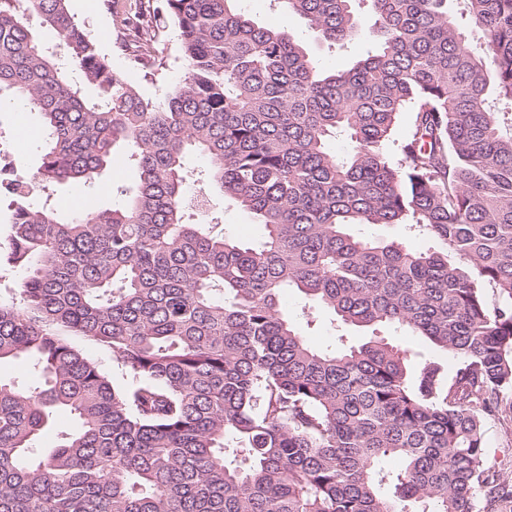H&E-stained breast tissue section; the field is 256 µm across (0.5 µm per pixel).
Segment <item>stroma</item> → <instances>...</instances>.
<instances>
[{
	"label": "stroma",
	"instance_id": "obj_1",
	"mask_svg": "<svg viewBox=\"0 0 512 512\" xmlns=\"http://www.w3.org/2000/svg\"><path fill=\"white\" fill-rule=\"evenodd\" d=\"M238 8L260 23L277 26L287 24L289 30L302 34L311 53L330 69L348 68L354 61L367 54L374 47L372 37L361 33L342 47L327 48L317 36L308 31L302 18L296 15L285 16L277 0H237ZM68 7L85 32L99 42V48L112 66L124 72L127 79L150 97L162 96L186 74L182 63L180 43L175 29H167L159 38V50L166 68L160 79L145 77L140 66L135 63L131 52L125 50L118 39L115 25L107 9L106 0H68ZM20 107L4 104L0 107V136L11 141L14 160L19 175L32 177L40 164L43 130L38 113L26 112L23 121H16L15 114ZM137 182L135 167L122 163L121 167L106 170L101 178L90 185L74 189L47 187L35 190L34 204L51 202L67 214H80L102 207H118L125 198L117 193V186L133 188ZM222 219L219 224L225 235L239 241L260 244L264 229L252 223L249 216L232 200H225L221 206ZM284 307L299 320L302 336L311 344L325 347L336 344V324L331 315L317 303L297 291H289ZM486 442V466L493 467L512 477V428L501 422L489 419L483 426Z\"/></svg>",
	"mask_w": 512,
	"mask_h": 512
}]
</instances>
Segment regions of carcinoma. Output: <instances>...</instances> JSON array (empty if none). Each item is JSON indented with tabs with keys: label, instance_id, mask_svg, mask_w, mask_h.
I'll list each match as a JSON object with an SVG mask.
<instances>
[{
	"label": "carcinoma",
	"instance_id": "1",
	"mask_svg": "<svg viewBox=\"0 0 512 512\" xmlns=\"http://www.w3.org/2000/svg\"><path fill=\"white\" fill-rule=\"evenodd\" d=\"M67 2L0 0V101L42 118L35 184L93 183L122 156L139 179L85 214L12 199L0 270L22 277L0 299V362L29 358L42 382H0V512H506L483 423L512 422V127L494 106L512 109V0H466L478 48L448 0H369L378 50L340 71L235 0H162L137 12L136 63L162 75L154 34L172 25L187 73L154 99ZM353 2L282 0L331 43L362 30ZM190 154L209 166L207 224L186 221ZM224 197L260 245L215 231ZM356 224H417L442 249ZM290 288L370 335L311 346L282 310ZM61 410L76 429L34 452ZM448 7L458 23L461 25L471 44L479 47V45L485 40V34L482 30L469 22L468 16L465 15L464 0H449ZM396 342L408 349L411 355L420 353L422 356L431 358L446 357L422 336H396Z\"/></svg>",
	"mask_w": 512,
	"mask_h": 512
}]
</instances>
